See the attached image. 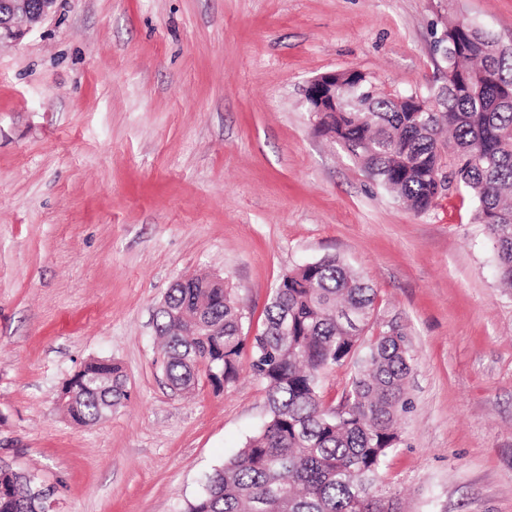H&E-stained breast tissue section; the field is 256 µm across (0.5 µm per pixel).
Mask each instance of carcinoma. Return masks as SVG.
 <instances>
[{
  "instance_id": "cac0c4a2",
  "label": "carcinoma",
  "mask_w": 512,
  "mask_h": 512,
  "mask_svg": "<svg viewBox=\"0 0 512 512\" xmlns=\"http://www.w3.org/2000/svg\"><path fill=\"white\" fill-rule=\"evenodd\" d=\"M442 110L377 92L369 81L336 112H315L317 132L335 138L366 176L407 207L425 212L452 188L475 203L486 225L500 280L512 286V50L489 54L481 35L450 22ZM231 290L208 275L168 288L155 335L168 385L188 393L205 378L217 391L233 383L240 357L264 385L261 428L205 476L184 512H401L383 489V467L409 408L413 356L401 328L379 316L377 291L335 256L283 273L267 301L264 325ZM352 364L345 403L326 404V369ZM59 402L69 420L97 423L128 400L127 377L110 358L91 357L65 384ZM32 471L0 467V512H39Z\"/></svg>"
}]
</instances>
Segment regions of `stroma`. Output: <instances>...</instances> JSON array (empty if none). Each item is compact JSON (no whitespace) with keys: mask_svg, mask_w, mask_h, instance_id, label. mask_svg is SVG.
<instances>
[{"mask_svg":"<svg viewBox=\"0 0 512 512\" xmlns=\"http://www.w3.org/2000/svg\"><path fill=\"white\" fill-rule=\"evenodd\" d=\"M452 17L512 40V0H57L0 45V463L57 512H183L267 408L246 354L223 391L167 387V289L224 277L254 334L282 273L335 255L414 356L384 464L403 512H512V290L473 201L408 209L304 97L349 69L438 95ZM93 356L130 397L78 426L57 394Z\"/></svg>","mask_w":512,"mask_h":512,"instance_id":"35a3bbf8","label":"stroma"}]
</instances>
